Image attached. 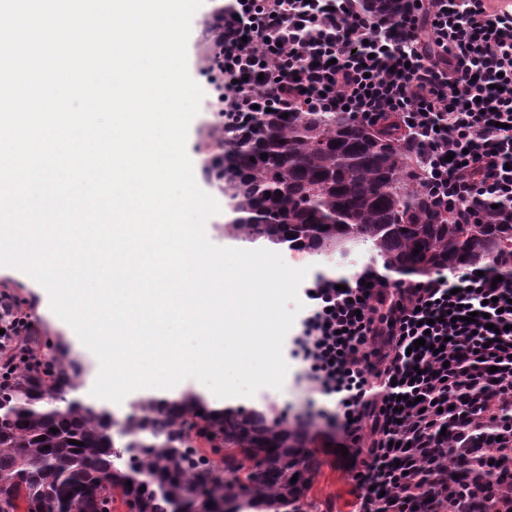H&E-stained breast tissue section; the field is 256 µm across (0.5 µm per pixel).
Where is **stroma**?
I'll return each instance as SVG.
<instances>
[{
  "mask_svg": "<svg viewBox=\"0 0 512 512\" xmlns=\"http://www.w3.org/2000/svg\"><path fill=\"white\" fill-rule=\"evenodd\" d=\"M213 0H204L203 5L196 11L191 23V33L188 40V70L191 77L199 84L204 92L200 109L192 120L186 150L192 161L193 172L197 184L203 191H210L211 185L203 173V157L198 151L199 133L213 119L211 103L216 94L211 84L210 76L201 62L206 50L204 31L209 24ZM284 261L291 267L317 268L319 274H353L366 265L382 266V259L373 257L366 249L359 248L347 254L336 252L322 256H305L291 251L283 252ZM13 289L23 302V309L41 329L50 336L62 337L69 345L72 353L77 355L86 365L87 370L82 380L83 394H90L96 381L99 364L95 355L79 340L74 331L56 326L48 311L43 310V300L39 294L29 288L28 284L19 278L0 276V289ZM300 365L297 361H289L288 373L281 389L263 388L254 396L243 398L242 404L266 412L273 419L295 420L296 416L305 415L309 401H316L319 406H328L325 397L315 396L308 384L296 383L295 374ZM312 449L319 454L322 465L314 475L309 492V498L314 504V512H357L359 507L355 483L348 473L341 453L334 447L328 446V438L320 422H312Z\"/></svg>",
  "mask_w": 512,
  "mask_h": 512,
  "instance_id": "obj_1",
  "label": "stroma"
}]
</instances>
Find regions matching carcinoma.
Here are the masks:
<instances>
[{
    "mask_svg": "<svg viewBox=\"0 0 512 512\" xmlns=\"http://www.w3.org/2000/svg\"><path fill=\"white\" fill-rule=\"evenodd\" d=\"M223 123L201 132L199 150L207 180L230 200V238L308 255L366 245L408 273L512 257V224H459L437 210L393 113L363 124L301 107L286 118L262 112L239 135ZM82 375V361L46 335L0 350V512H112L118 495L139 512L311 506L321 460L309 427L215 412L191 391L140 397L118 422L75 395ZM448 404V447L416 458L399 512H512V409L492 384L475 398L460 382Z\"/></svg>",
    "mask_w": 512,
    "mask_h": 512,
    "instance_id": "cac0c4a2",
    "label": "carcinoma"
}]
</instances>
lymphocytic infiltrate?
Returning a JSON list of instances; mask_svg holds the SVG:
<instances>
[{"instance_id": "lymphocytic-infiltrate-1", "label": "lymphocytic infiltrate", "mask_w": 512, "mask_h": 512, "mask_svg": "<svg viewBox=\"0 0 512 512\" xmlns=\"http://www.w3.org/2000/svg\"><path fill=\"white\" fill-rule=\"evenodd\" d=\"M226 0L220 17L224 129L255 108L340 112L365 124L400 116L419 142L424 186L462 224L485 205L512 224V10L493 0ZM287 340L302 379L349 452L359 512H392L388 491L408 448H435L458 380L493 375L512 403V280L468 266L391 286L368 266L301 292ZM430 329H423V322ZM416 354H409L417 339Z\"/></svg>"}]
</instances>
